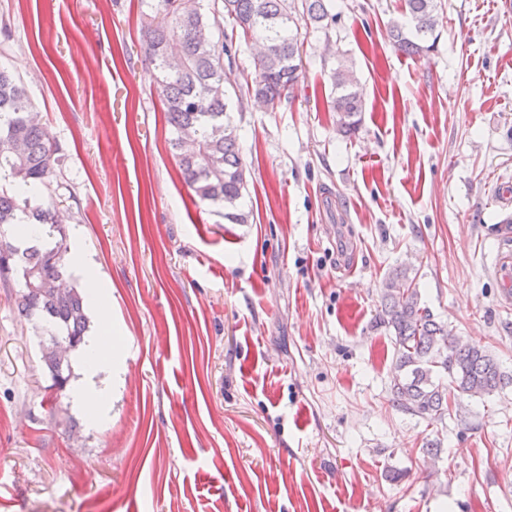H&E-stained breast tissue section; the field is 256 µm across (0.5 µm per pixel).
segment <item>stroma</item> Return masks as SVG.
<instances>
[{
  "instance_id": "stroma-1",
  "label": "stroma",
  "mask_w": 512,
  "mask_h": 512,
  "mask_svg": "<svg viewBox=\"0 0 512 512\" xmlns=\"http://www.w3.org/2000/svg\"><path fill=\"white\" fill-rule=\"evenodd\" d=\"M152 0H0V67L61 149L31 198L80 236L123 328L100 425L53 389L48 335L0 276V512H512V388L446 424L389 401L383 281L414 274L463 341L512 369L498 225L512 207V0H441L433 51L390 36L401 0L298 18L290 98L243 97L242 209L195 198L169 145L144 19ZM233 41L224 84L255 77ZM364 86L336 131L329 72ZM441 438L439 458L423 452Z\"/></svg>"
}]
</instances>
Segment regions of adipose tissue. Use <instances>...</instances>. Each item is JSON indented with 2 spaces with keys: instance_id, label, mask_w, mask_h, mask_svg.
I'll return each instance as SVG.
<instances>
[{
  "instance_id": "obj_1",
  "label": "adipose tissue",
  "mask_w": 512,
  "mask_h": 512,
  "mask_svg": "<svg viewBox=\"0 0 512 512\" xmlns=\"http://www.w3.org/2000/svg\"><path fill=\"white\" fill-rule=\"evenodd\" d=\"M68 257L70 265L81 275L99 317L98 331L96 335L86 340L81 354V362L90 382L78 387L73 396L89 414L99 419L106 414L109 393L107 389L92 384L91 379L106 369L120 372L124 359L120 350L111 345V302L109 295L102 289V274L99 268L87 260L80 246L70 247Z\"/></svg>"
}]
</instances>
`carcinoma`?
I'll list each match as a JSON object with an SVG mask.
<instances>
[{
    "label": "carcinoma",
    "mask_w": 512,
    "mask_h": 512,
    "mask_svg": "<svg viewBox=\"0 0 512 512\" xmlns=\"http://www.w3.org/2000/svg\"><path fill=\"white\" fill-rule=\"evenodd\" d=\"M205 0H156L145 22L146 50L170 128L169 145L185 183L202 202L224 204V219L244 224L239 209L246 189L234 102L224 86V40L215 38ZM244 42H260L251 93L273 104L292 93L301 71L297 13L327 28L335 23L329 0H213ZM402 19L393 22L397 48L407 54L431 51L439 24L438 0H402ZM330 109L338 132L354 133L364 108L363 89L353 66L341 61L329 73ZM61 160L60 147L46 135L21 80L0 68V170L9 171L20 190L0 193V272L28 276L17 293L20 312L53 329L59 348L42 358L52 387L66 389L71 363L66 352L84 343L89 327L84 298L63 288V240L50 208L30 205L23 187H38ZM39 224L45 238L21 248L3 227ZM377 325L393 336L395 362L390 401L404 413L442 423L464 397L483 398L512 384V374L489 351L453 336L422 302L407 269H392L381 290Z\"/></svg>",
    "instance_id": "obj_1"
}]
</instances>
